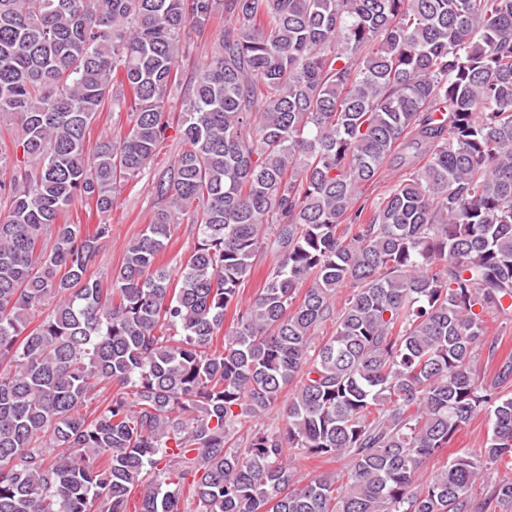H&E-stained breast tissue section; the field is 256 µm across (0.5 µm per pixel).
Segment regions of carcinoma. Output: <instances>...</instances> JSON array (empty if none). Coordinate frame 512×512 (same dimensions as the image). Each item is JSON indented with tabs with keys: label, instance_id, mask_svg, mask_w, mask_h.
Segmentation results:
<instances>
[{
	"label": "carcinoma",
	"instance_id": "1",
	"mask_svg": "<svg viewBox=\"0 0 512 512\" xmlns=\"http://www.w3.org/2000/svg\"><path fill=\"white\" fill-rule=\"evenodd\" d=\"M220 17L173 127L184 32ZM109 106L129 129L92 144ZM7 118L0 512H512L511 477L474 492L512 458V360L475 365L512 316V0H0ZM171 128L105 288L112 225L66 213L110 211ZM185 215L175 282L158 256ZM481 411L486 446L421 474ZM300 454L348 471L302 480ZM17 135V125L15 121L10 123L9 121L0 122V156L7 160L2 168H0V178L5 171L7 177L9 176L11 164L10 161L15 156V139ZM275 265V256L272 253H267L262 260L256 264L252 270L251 280L248 282L242 293V302L244 306L250 299H252L257 292L258 287L262 284L265 277L272 270Z\"/></svg>",
	"mask_w": 512,
	"mask_h": 512
}]
</instances>
